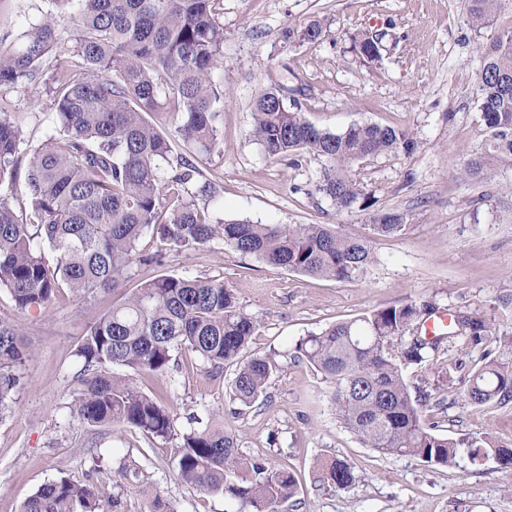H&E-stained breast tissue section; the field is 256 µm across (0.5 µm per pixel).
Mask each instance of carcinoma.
<instances>
[{"mask_svg":"<svg viewBox=\"0 0 512 512\" xmlns=\"http://www.w3.org/2000/svg\"><path fill=\"white\" fill-rule=\"evenodd\" d=\"M512 0H469L472 23L487 27ZM73 10L77 36L62 41L52 17L31 23L12 47L0 49V88L39 85L51 101L45 140L23 136L22 119L0 113V289L24 311L43 310L66 291L74 301L126 286L132 265L164 264L166 252L221 241L228 249L274 269L336 282L365 276L374 261L373 236L402 231L404 216L379 210L369 215V235H348L329 224H254L226 220L208 209L209 182L194 180L196 167L164 174L170 136L157 129L156 114L174 123L176 136L196 152L220 145L218 113L224 94L212 81L223 63L224 26L216 0H53ZM369 61L375 36L355 42ZM477 73L483 137L464 155L457 174L479 182L512 166V27L482 47ZM83 61L74 76L70 56ZM283 94H258L251 134L272 158L301 152L324 160L314 185L339 212L373 206L360 188L357 170L388 153H413L418 143L401 126L352 124L339 133L318 128L282 105ZM151 233L163 245L150 256L137 244ZM436 306L415 301L377 307L339 321L296 344L332 385L330 403L340 423L380 454L416 457L440 467L493 458L512 468V445L487 433L453 438L422 419L429 390H458L457 368L440 367L411 386V365L432 363L447 342L499 344L502 357L479 367L464 386L469 403L512 400V336L497 335L481 317L450 315L448 332L428 337L422 327ZM233 291L217 279L161 274L135 288L97 318L79 344L82 362L72 412L91 426L113 425L152 439H180L176 470L190 488L221 495L229 512H280L297 494L284 468L244 458L235 432L215 422L179 432L175 418L132 375L163 376L173 353L186 350L214 369L233 368L230 400L252 407L277 371L268 356L247 354L258 331ZM30 356L23 335L0 319V409L20 384ZM126 370L124 374L114 368ZM123 485L147 490L140 466L120 471ZM319 481L342 490L355 483L352 465L334 459ZM19 512H121L120 496L106 485L76 483L61 476L40 485Z\"/></svg>","mask_w":512,"mask_h":512,"instance_id":"1","label":"carcinoma"}]
</instances>
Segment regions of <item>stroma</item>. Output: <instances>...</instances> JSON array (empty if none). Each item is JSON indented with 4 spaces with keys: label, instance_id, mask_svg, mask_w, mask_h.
I'll use <instances>...</instances> for the list:
<instances>
[{
    "label": "stroma",
    "instance_id": "stroma-1",
    "mask_svg": "<svg viewBox=\"0 0 512 512\" xmlns=\"http://www.w3.org/2000/svg\"><path fill=\"white\" fill-rule=\"evenodd\" d=\"M224 26V66L213 78L224 91L219 117L223 144L211 153L189 152L173 140L169 168L189 161L197 178L218 191L225 219L258 224H330L366 235L361 208L336 212L314 184L323 161L302 153L273 159L250 136L252 104L266 88H283L289 110L317 127L341 132L355 123L408 128L419 143L410 154L390 153L364 164L358 181L375 209L405 217L396 235L377 237L375 261L361 279L336 282L269 267L220 243L169 256L164 265L141 262L129 288L163 273L214 278L231 289L259 329L249 351L279 352L280 369L266 394L234 416L228 397L231 369L218 372L196 355L175 352L164 377L135 381L156 396L184 428L190 416L223 415L244 455L285 468L298 480L282 512H512V470L494 459L455 468L410 456H383L339 423L327 397L329 384L296 355L297 342L338 321L402 300L494 320L512 332V170L471 182L459 178V158L479 143L475 71L481 49L497 30L512 26V12L479 29L467 0H218ZM52 16L66 40L76 25L69 8L52 0H0V42L13 43L30 22ZM319 25L321 40H303ZM292 39H283L285 29ZM381 35L380 56L366 62L354 44L362 33ZM0 110L24 112V136L44 139L50 102L34 87L0 89ZM123 292L82 302L60 295L42 311H18L0 290V317L17 324L32 355L22 384L0 412V512H19L44 482L111 483L125 463L140 465L175 512H225L224 499L183 485L176 475V444L130 430L91 427L72 413L82 363L76 349L96 318L121 302ZM497 344H446L442 363L471 376ZM444 408L423 414L439 433L458 437L490 433L512 441V401L475 406L460 394L444 395ZM350 461L356 481L336 490L318 480L322 462Z\"/></svg>",
    "mask_w": 512,
    "mask_h": 512
}]
</instances>
